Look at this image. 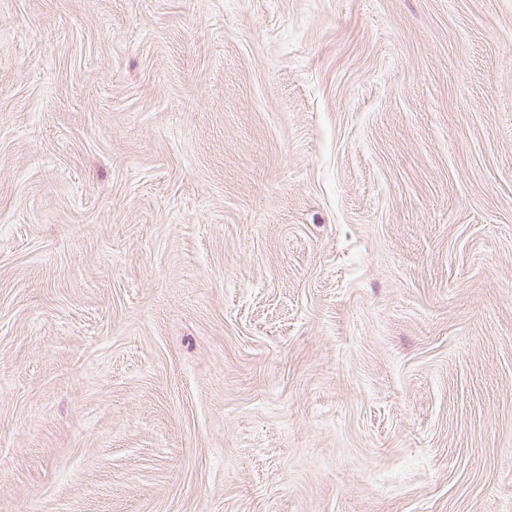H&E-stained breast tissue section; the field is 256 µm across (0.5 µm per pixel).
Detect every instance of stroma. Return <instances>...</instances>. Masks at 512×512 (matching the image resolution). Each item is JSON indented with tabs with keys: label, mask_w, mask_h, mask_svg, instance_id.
Returning <instances> with one entry per match:
<instances>
[{
	"label": "stroma",
	"mask_w": 512,
	"mask_h": 512,
	"mask_svg": "<svg viewBox=\"0 0 512 512\" xmlns=\"http://www.w3.org/2000/svg\"><path fill=\"white\" fill-rule=\"evenodd\" d=\"M0 512H512V0H0Z\"/></svg>",
	"instance_id": "35a3bbf8"
}]
</instances>
